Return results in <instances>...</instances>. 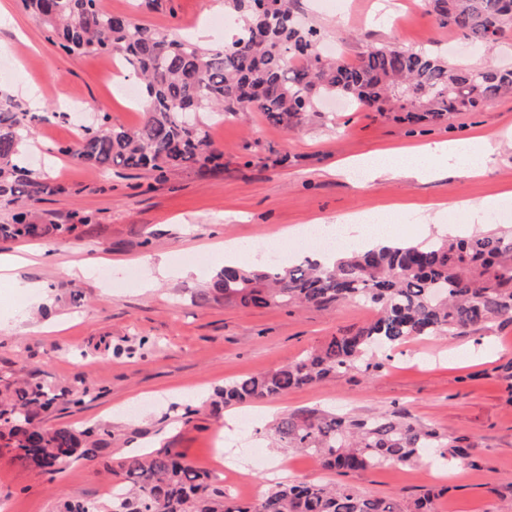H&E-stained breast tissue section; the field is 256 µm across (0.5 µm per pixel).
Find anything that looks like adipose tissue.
<instances>
[{
  "label": "adipose tissue",
  "instance_id": "1",
  "mask_svg": "<svg viewBox=\"0 0 512 512\" xmlns=\"http://www.w3.org/2000/svg\"><path fill=\"white\" fill-rule=\"evenodd\" d=\"M490 155L484 138L462 137L425 144L411 151L371 152L341 163L339 170L349 177L361 176L367 182L399 174L426 180L444 169L475 177L483 173ZM340 228L348 240L361 247L389 245L397 240L395 226L385 214L345 217L338 224L323 225L322 230L332 237Z\"/></svg>",
  "mask_w": 512,
  "mask_h": 512
}]
</instances>
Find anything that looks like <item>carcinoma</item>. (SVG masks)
Masks as SVG:
<instances>
[{"label":"carcinoma","instance_id":"1","mask_svg":"<svg viewBox=\"0 0 512 512\" xmlns=\"http://www.w3.org/2000/svg\"><path fill=\"white\" fill-rule=\"evenodd\" d=\"M440 27L476 46L512 35V10L501 0H427ZM45 29L47 39L69 55H106L141 82L149 98L136 129L115 125L103 114L82 136L59 151L99 170L144 171L161 181L195 169L224 174V152L212 141L203 115L212 119L258 110L290 129L318 111L328 96H347L375 112H403L419 123L457 112H475L512 92V68H452L423 49L380 46L357 63L317 53L323 34L298 22V0H225L238 27L221 49L115 14L102 0H21ZM41 117L23 108L0 86V205L15 206L0 222V242L59 237L95 214L76 210L72 224L41 222L39 204L64 192L55 180L37 177L21 156ZM208 293L242 307L327 308L358 300L378 308L356 329L331 337L305 357L224 384L226 406L274 398L294 388L383 366L382 350L419 336L477 332L512 323V229L471 238L436 237L421 243L361 251L352 249L327 268L308 261L289 268L273 264L224 266ZM61 395L24 380L0 399V442L16 460L46 474L75 460H93L108 445L109 426L44 429L35 423ZM282 448L315 455L342 473L427 458H467L457 441H442L433 429L389 417L357 419L317 409L286 414L270 429ZM120 498L108 512H433L428 501L403 504L372 498L340 485L280 484L255 504L225 497L208 473L170 450L129 454L119 463Z\"/></svg>","mask_w":512,"mask_h":512}]
</instances>
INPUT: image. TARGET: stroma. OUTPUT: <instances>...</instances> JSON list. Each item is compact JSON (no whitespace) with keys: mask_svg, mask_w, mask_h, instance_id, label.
<instances>
[{"mask_svg":"<svg viewBox=\"0 0 512 512\" xmlns=\"http://www.w3.org/2000/svg\"><path fill=\"white\" fill-rule=\"evenodd\" d=\"M137 0H104L107 9L134 21L222 44L215 25L224 0H162L154 10ZM348 16L324 0H299V16L325 32L321 55L337 46L353 62L380 45L422 48L458 66L512 67V39L472 49L455 31L439 27L419 0H400L385 13L381 0H348ZM0 82L38 89L43 117L27 161L65 194L41 204L45 222L66 223L70 212L95 213L78 238L42 240L53 262L19 263L14 279L0 281V393L19 378L55 392H79L82 401H59L41 426L82 428L108 424L112 438L97 458L76 461L54 475L21 465L0 448V499L10 512H53L57 501L103 503L120 459L135 450L182 454L208 471L227 496L267 493L266 475L280 458L288 477L303 483L347 485L377 498L414 502L433 493L435 512H512V324L463 336H426L405 342L379 371L352 374L249 405L216 402L225 382L268 370L305 355L331 336L359 327L374 309L345 301L322 309H244L205 300L200 292L224 265L212 249L219 240H267L272 233L314 220L332 222L357 213L410 216L401 240L419 243L444 224L468 225L486 234L512 227V204L483 211L439 213V205L480 202L512 194V97L489 102L441 122L411 124L401 113L379 114L337 106L287 130L264 113L227 116L209 133L224 153V173L192 170L163 182L144 172H103L61 154L92 117L108 114L128 128L145 112L129 101L120 79L110 78L111 58L72 56L50 43L43 27L19 0H0ZM482 135L493 148L478 177L448 173L424 181L388 178L356 187L335 171L342 159L427 142ZM84 262L89 272L73 275ZM179 268L171 278L152 275L153 264ZM36 285L30 303L24 285ZM322 409L352 417L398 416L462 439L471 461L438 468L392 463L340 474L312 456L278 448L265 434L283 414ZM257 448L263 466L227 470L225 449Z\"/></svg>","mask_w":512,"mask_h":512,"instance_id":"35a3bbf8","label":"stroma"}]
</instances>
